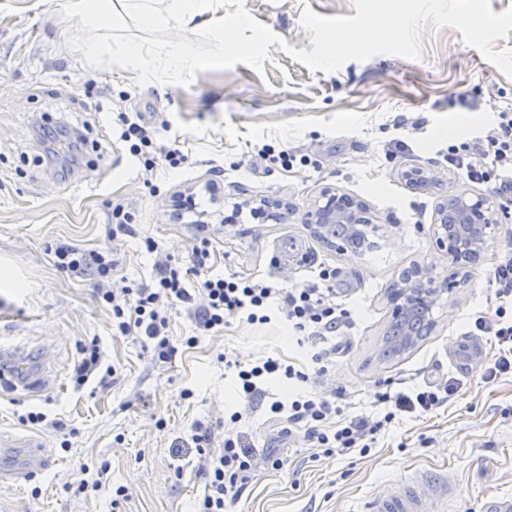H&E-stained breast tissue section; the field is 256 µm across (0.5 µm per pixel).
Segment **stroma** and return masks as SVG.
<instances>
[{"mask_svg": "<svg viewBox=\"0 0 512 512\" xmlns=\"http://www.w3.org/2000/svg\"><path fill=\"white\" fill-rule=\"evenodd\" d=\"M64 0H0V260L24 281L0 290V346L24 356L38 385L0 387V470L24 465L32 444L47 463L19 482L0 481V512H192L204 491L196 449L181 447L196 421L222 418L238 406L225 359L249 362L273 352L297 358L277 323L231 319L223 332L200 337L174 362L154 359L151 347L112 333V314L93 281L57 271L51 246L85 250L113 246L117 277L148 282L154 257L143 238L188 267L196 246L193 226L212 225L207 261L212 273L259 278L289 286L333 270L336 301L352 329L343 350L320 376L341 392L345 411H384L382 393L401 381L436 385L454 378L459 390L435 412L405 417L375 435L369 454L313 458L302 439L288 440L283 425L255 413L244 442L286 456L281 470L259 468L248 490L227 512H355L369 495L416 476L447 481L448 512H482L486 496L512 493V375L487 381L497 351L490 336L467 326L494 309L492 269L499 250L512 248V219L497 225L465 283L434 307V331L390 361L380 360L388 326V290L401 271L419 263L438 279L450 270L432 244L430 225L446 194L467 191L512 212V195L494 183L469 182L448 165L449 147H463L487 128L495 112L512 109L506 78L459 31L426 27L423 52L408 60L379 54L350 61L335 72L310 71L270 46L263 73L244 64L198 73L185 87L138 85L131 70L88 67L68 47L73 20ZM246 11L297 49H310L303 8L325 17L354 15L353 0H243ZM139 113L158 128L159 143L180 142L186 166L172 173L145 169L112 130L118 112ZM469 121L451 134L457 116ZM88 126L92 145L68 178L43 163L40 121ZM406 149H397L398 141ZM290 149L308 165L285 170ZM438 172L428 190L411 188L405 171ZM330 186L370 207L379 231L372 250L342 253L310 238L297 218L260 224L249 206L285 199L298 214ZM123 200L134 235L107 238V202ZM237 214V223L222 219ZM309 256L290 262L291 248ZM99 339L114 383L75 388L72 371L80 345ZM191 398H181L182 389ZM43 411L72 429L69 448L49 429L19 423ZM107 466L110 485L130 487L129 499L68 492L80 468ZM40 495H33V488Z\"/></svg>", "mask_w": 512, "mask_h": 512, "instance_id": "obj_1", "label": "stroma"}]
</instances>
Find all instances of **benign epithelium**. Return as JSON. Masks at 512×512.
Wrapping results in <instances>:
<instances>
[{
	"instance_id": "7a95c632",
	"label": "benign epithelium",
	"mask_w": 512,
	"mask_h": 512,
	"mask_svg": "<svg viewBox=\"0 0 512 512\" xmlns=\"http://www.w3.org/2000/svg\"><path fill=\"white\" fill-rule=\"evenodd\" d=\"M406 180L412 186L422 187L435 183L436 176L432 172L413 169ZM293 215L294 209L278 200L266 201L253 208L254 218L263 224L269 221L286 223ZM511 217L505 208L494 206L483 196L448 195L435 211L431 225L433 243L453 267L464 268L480 259L492 227ZM301 223L315 238L341 251L353 248L359 241L367 243V229L378 228L362 201L330 187L320 190L314 207L302 215ZM457 285L458 274L455 272L439 283L429 268L418 264L409 266V274L389 290V325L407 335L416 315L429 316L439 298L452 292Z\"/></svg>"
}]
</instances>
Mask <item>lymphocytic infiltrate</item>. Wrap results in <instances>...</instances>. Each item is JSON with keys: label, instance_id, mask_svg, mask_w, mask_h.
Segmentation results:
<instances>
[{"label": "lymphocytic infiltrate", "instance_id": "obj_1", "mask_svg": "<svg viewBox=\"0 0 512 512\" xmlns=\"http://www.w3.org/2000/svg\"><path fill=\"white\" fill-rule=\"evenodd\" d=\"M117 120L121 141L128 143L130 154L144 168L162 163L179 169L187 164L188 157L178 145L157 144L154 130L128 113H118ZM448 163L478 184L490 182L495 172L512 171V110L497 112L491 126L472 145L460 151L449 149ZM144 245L155 256L153 273L150 282L134 288L112 283L117 264L108 247L86 251L72 245H56L54 265L67 277L102 282L99 297L112 312L113 334L151 344L158 362L170 363L178 353L169 334L168 316L169 310L178 307L184 309L197 330L185 341L189 347L197 344L199 336L222 331L230 315L245 317L250 324H281L297 346L307 347L315 365L335 357L340 339L348 335L351 323L327 285L332 278L330 270H321L318 282L287 288L264 280L209 275L204 271L208 253L199 248L193 251V269L187 274L169 256L160 255L154 239L145 238ZM190 274L196 278L192 287L186 284ZM492 282L498 304L492 313L474 321L478 332L495 337L499 345L495 361L485 374L490 381L512 374L511 249L499 253ZM235 374L239 394L251 410L266 401V386L271 380H287L291 390L287 401H268V414L286 419L291 428L302 429L304 440L329 456L367 454L382 424L405 414L422 416L447 404L457 392L451 380L440 387L407 388L392 397L391 408L384 416L377 417L344 411L337 406L335 395L319 390L306 368L278 358L266 357L236 366ZM242 419V412L231 413L224 421V437L220 440L215 438L211 424H194L191 441L199 455L197 472L206 480L195 512H224L226 505L241 499L260 464H269L275 470L283 467V458L244 444L238 429Z\"/></svg>", "mask_w": 512, "mask_h": 512}]
</instances>
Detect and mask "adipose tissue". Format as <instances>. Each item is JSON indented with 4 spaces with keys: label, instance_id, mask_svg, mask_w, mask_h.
<instances>
[{
    "label": "adipose tissue",
    "instance_id": "adipose-tissue-1",
    "mask_svg": "<svg viewBox=\"0 0 512 512\" xmlns=\"http://www.w3.org/2000/svg\"><path fill=\"white\" fill-rule=\"evenodd\" d=\"M217 0H65L64 7L74 19L76 29L108 27L124 18H136L149 24L172 23L186 31L198 23L210 27L219 47L236 51L240 42L227 35L224 13Z\"/></svg>",
    "mask_w": 512,
    "mask_h": 512
}]
</instances>
